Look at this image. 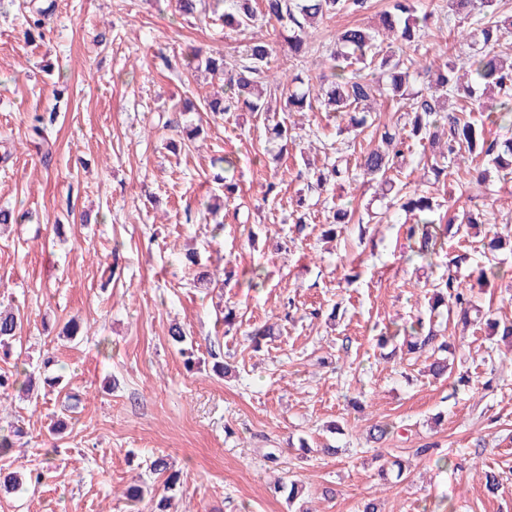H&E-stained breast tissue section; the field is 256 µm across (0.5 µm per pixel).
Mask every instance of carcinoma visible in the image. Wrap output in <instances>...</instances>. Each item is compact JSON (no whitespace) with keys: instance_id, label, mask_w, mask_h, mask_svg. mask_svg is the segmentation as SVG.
Listing matches in <instances>:
<instances>
[{"instance_id":"carcinoma-1","label":"carcinoma","mask_w":512,"mask_h":512,"mask_svg":"<svg viewBox=\"0 0 512 512\" xmlns=\"http://www.w3.org/2000/svg\"><path fill=\"white\" fill-rule=\"evenodd\" d=\"M497 0H448L453 12L464 17H474L475 31L489 50L477 57H469L461 62L450 60L432 69L422 65L417 56L419 45L427 37L431 20L436 10L418 13L417 0H389V7L379 15V26L353 25L341 30L336 36L335 48L329 55V72H321L316 78L303 79L296 76L291 82L295 89L285 93L281 111L308 112L319 103L327 112H334L348 120L356 130H364L375 124L378 113L377 101L383 93L404 101L408 121L404 126L384 125L380 131L381 141L386 149H370L361 152L356 162L343 155V149L335 151V159L322 169L308 172L310 184L321 189L330 182L341 179L361 177L368 181L376 180L386 193H394L395 206L405 214L414 216V223L407 226V235L415 240V257L428 267L435 265L440 256L442 239L471 237L472 230L486 227L485 239L481 240L485 258L512 240V228L503 226L496 229L490 223L486 212L477 208L463 209L448 220L445 225L435 223L431 218L434 211L431 198L418 188L403 183L395 188L396 181L391 172H401L405 166L402 147L407 139L416 138L427 141L433 151L448 161H456L470 156L484 161L483 168L466 171L468 183L481 194V188L490 181L491 174H512V140L496 141L484 137V128L474 120L449 109V96L457 95L472 98L473 86L464 80L460 71L469 68L483 85V92L491 93L487 98L476 99L477 109L487 113L493 123L512 122V55L495 51L493 45L498 41V31L502 22L512 25V17L499 20L496 13ZM224 12L219 20L224 28L239 31L263 20L276 22L288 29V46L295 55L306 49V28L314 27L317 19L334 15L341 11L359 12L367 8L368 0H262V14H257L253 0H224ZM53 4L33 5L29 21L40 28L52 13ZM397 43V49L383 52L385 40ZM241 63L224 71V56L221 53L202 55V51L191 49L187 55L186 66L205 67L207 70L224 73V96L208 102L209 111L215 114H230L239 110L248 112L271 111L272 99L279 92V86H271L267 81V70L272 48L262 40H251L241 44ZM378 72V77L367 79L360 74L363 69ZM425 71L433 73L434 90L427 94H409L410 80L413 75ZM318 81L315 86L312 81ZM269 141L277 145L275 157L283 155L288 147V127L277 123L269 131ZM236 161L224 157L223 173L214 179L224 184V198H229L236 189L234 171ZM440 307L448 315L456 316L461 323L468 325L485 324L500 336L512 340V322L498 321L484 316L474 307L471 295L465 289L455 285L453 276L439 277L431 283L429 314ZM22 320L13 311H0V353L10 354L13 341L20 333ZM398 345L402 355L418 360L427 353L434 355L428 368L429 375L436 379H446L452 374L448 363L451 345L439 340L433 321L420 315L410 322V327L401 330L386 327V331L377 336V345L385 348ZM34 373L25 365L14 364V371L0 373V391L3 393L19 388L29 395L33 387ZM25 430L12 425L6 431H0V458L11 454L17 443L24 438ZM379 462L381 476L396 472L402 476V466L397 460H389L382 454L374 455ZM151 467L154 472L166 475L164 489L169 491L180 481L176 472L170 471L166 456L156 457ZM43 473L29 472L23 475L18 471L0 469V488L7 491L16 489L27 478L38 484ZM287 494L289 506L296 512H308L304 505H295L302 496V485L296 480L274 487V493Z\"/></svg>"}]
</instances>
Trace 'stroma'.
I'll return each instance as SVG.
<instances>
[{
	"label": "stroma",
	"instance_id": "1",
	"mask_svg": "<svg viewBox=\"0 0 512 512\" xmlns=\"http://www.w3.org/2000/svg\"><path fill=\"white\" fill-rule=\"evenodd\" d=\"M30 2L0 0V208L21 217L0 229V305L23 319L0 372L18 360L40 372L50 353L62 383L31 398L0 395V427L26 431L13 465L46 473L0 493V512H127L128 486L162 489L150 468L161 454L180 475L178 512H291L273 493L279 478L301 482L313 512H358L368 499L382 512H512V345L483 325L453 329L454 369L471 378L461 390L381 359L383 326L427 313L430 270L406 260L414 242L403 214L369 221L387 205L374 184L306 188V164L323 166L327 145L373 148L378 134H337L329 112H282L293 143L271 160L264 113L212 115L204 101L222 80L184 65L194 47L235 65L238 46L259 38L274 47V75H316L337 33L376 25L387 0L324 17L301 58L279 25L225 30L211 0L191 16L176 0H54L40 37L26 34ZM473 28L438 21L419 53L437 66L476 54L480 44L457 43ZM51 112L48 143L36 145L33 118ZM225 155L237 162L230 199L213 180ZM271 181L278 196L265 193ZM465 181L452 162L425 185L437 217L473 204L512 226V181L492 180L475 199ZM303 190L314 220L293 241L288 201ZM336 204L354 221L331 242L324 216ZM277 240L287 251L271 252ZM191 250L200 265L182 264ZM497 260L506 278L472 298L512 320V252ZM71 319L80 332L68 339ZM174 322L193 341V365L168 340ZM265 324L275 334L253 348L248 334ZM217 362L231 374L216 375ZM71 393L80 402L70 412ZM62 416L67 428L53 435ZM376 423L392 428L383 446L404 461L401 481L377 476L366 441ZM428 441L467 466L415 457ZM327 444L336 455L322 454ZM486 469L503 478L497 496L485 491ZM326 486L336 490L328 502Z\"/></svg>",
	"mask_w": 512,
	"mask_h": 512
}]
</instances>
